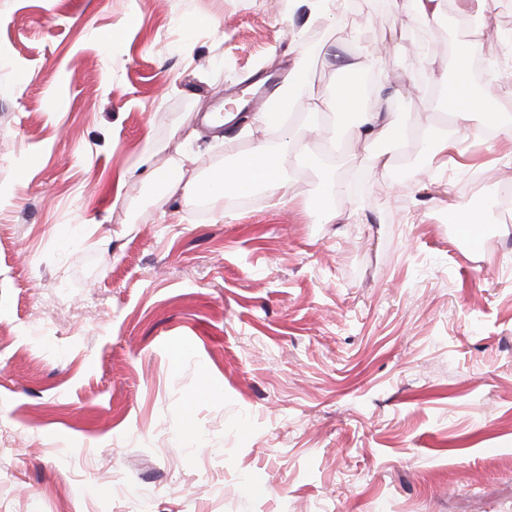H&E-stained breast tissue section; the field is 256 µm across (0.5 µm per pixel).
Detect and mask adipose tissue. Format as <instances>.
<instances>
[{
	"instance_id": "1",
	"label": "adipose tissue",
	"mask_w": 512,
	"mask_h": 512,
	"mask_svg": "<svg viewBox=\"0 0 512 512\" xmlns=\"http://www.w3.org/2000/svg\"><path fill=\"white\" fill-rule=\"evenodd\" d=\"M480 51L478 40L461 42L454 51L452 72H440L433 76L432 85L440 95L455 94L457 101L449 108V114L456 127L451 138L431 140L434 157L444 158L448 154L460 152L469 137L472 114H479L484 127L495 131L496 135L512 134V114L501 111L494 90L476 94L471 81L470 69ZM365 90L362 85L342 83L333 93L318 94L314 88L307 66L296 61L288 73V88L283 97L284 108L279 112H258L252 117V124L261 137L249 153L240 156L231 174L219 180L217 186L200 185L182 178L171 179L165 186L166 194L185 196L207 195L211 190L244 193L261 188L279 202L289 200V179L284 160L286 154L304 159L309 147L302 138L292 142L275 144L274 139L289 125L292 116L304 114H354L357 125L365 138L374 142L399 143L409 135L406 127L387 112H367L363 109Z\"/></svg>"
}]
</instances>
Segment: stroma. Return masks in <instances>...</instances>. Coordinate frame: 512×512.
I'll return each mask as SVG.
<instances>
[{"instance_id":"35a3bbf8","label":"stroma","mask_w":512,"mask_h":512,"mask_svg":"<svg viewBox=\"0 0 512 512\" xmlns=\"http://www.w3.org/2000/svg\"><path fill=\"white\" fill-rule=\"evenodd\" d=\"M307 14L0 0V512H512V138L439 171L354 127L342 150L393 159L362 197L313 165L287 204L162 195L251 149L202 116L301 51L323 95L371 56L366 111L453 136L409 90L448 66L445 17ZM507 28L478 30L484 64L512 66Z\"/></svg>"}]
</instances>
